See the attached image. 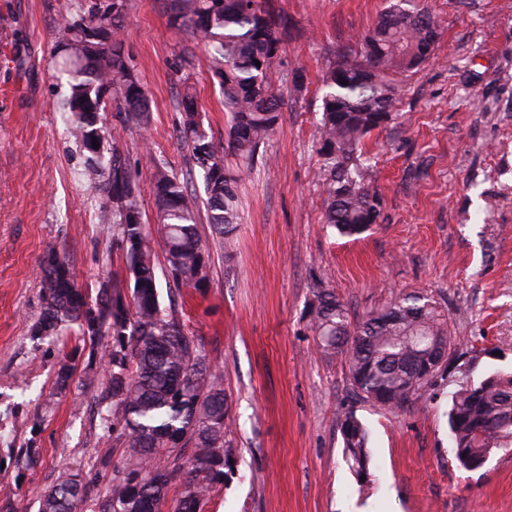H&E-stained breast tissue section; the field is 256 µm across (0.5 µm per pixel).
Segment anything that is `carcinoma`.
I'll use <instances>...</instances> for the list:
<instances>
[{
	"label": "carcinoma",
	"instance_id": "obj_1",
	"mask_svg": "<svg viewBox=\"0 0 512 512\" xmlns=\"http://www.w3.org/2000/svg\"><path fill=\"white\" fill-rule=\"evenodd\" d=\"M173 22L189 26L203 42L220 80L230 125L227 146L244 168L231 174L224 155L204 130L194 94L187 92L180 133L191 150L206 196L207 220L219 245L240 221L237 188L278 123L281 99L273 61L278 19L262 0H166ZM127 0L79 7L63 28L56 72L65 80L70 134L89 153L84 174L103 196L101 218L121 243L126 281H112L91 297L74 280L58 287L70 270L55 245L40 261L43 310L32 336H58L77 329L83 342L107 353L105 432L125 448L104 492L90 494L101 478L96 465L64 473L39 499L38 512H202L214 484L233 457L223 379L201 341L186 330L174 308L159 300L156 258L163 255L176 286L199 289L209 245L198 234L199 198L167 166L146 154L155 204V233L145 230L139 183L101 123L109 94L122 100L125 122L146 126L150 102L124 50L119 19ZM435 18L417 0H388L376 24L358 39L359 50L329 62L321 77L322 116L317 139L326 172L323 223L343 237L368 231L380 209L364 182V138L392 117L394 74L428 59L437 40ZM312 326L319 347L344 358L352 386L368 401L399 411L421 398L438 371L448 368L454 343L436 301L408 295L359 322L324 284L314 290ZM347 462L368 474L369 435L356 415L339 417ZM453 456L459 465L487 460L512 449V370L495 369L453 393L448 410ZM180 485L179 497L168 490Z\"/></svg>",
	"mask_w": 512,
	"mask_h": 512
}]
</instances>
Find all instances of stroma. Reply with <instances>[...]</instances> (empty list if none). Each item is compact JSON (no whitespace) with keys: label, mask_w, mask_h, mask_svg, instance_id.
<instances>
[{"label":"stroma","mask_w":512,"mask_h":512,"mask_svg":"<svg viewBox=\"0 0 512 512\" xmlns=\"http://www.w3.org/2000/svg\"><path fill=\"white\" fill-rule=\"evenodd\" d=\"M77 0H0V505L36 512L59 473L122 455L107 438L95 389L109 375L76 332L33 339L43 307L39 261L53 243L83 289L125 275L123 251L99 223L86 153L67 133L52 55ZM439 22L432 57L394 76L393 118L366 139L363 175L380 199L367 232L339 236L322 222L316 139L321 72L356 48L387 0H268L278 27L275 91L283 105L255 170L238 186L231 247L212 245L206 282L170 294L190 334L222 375L234 459L205 512H512V452L475 471L451 451L446 412L467 378L512 367V0H424ZM125 51L147 91L148 126L126 125L115 100L102 114L130 165L144 149L186 179L179 102L192 88L203 125L225 146L229 117L202 44L173 25L164 0H129ZM333 289L351 321L410 293L434 299L460 352L424 399L390 412L353 390L341 358L311 329L313 288ZM74 368L55 384L60 363ZM94 389L80 390L84 376ZM370 434L366 479L348 467L338 417ZM38 449L37 465L24 451Z\"/></svg>","instance_id":"stroma-1"}]
</instances>
